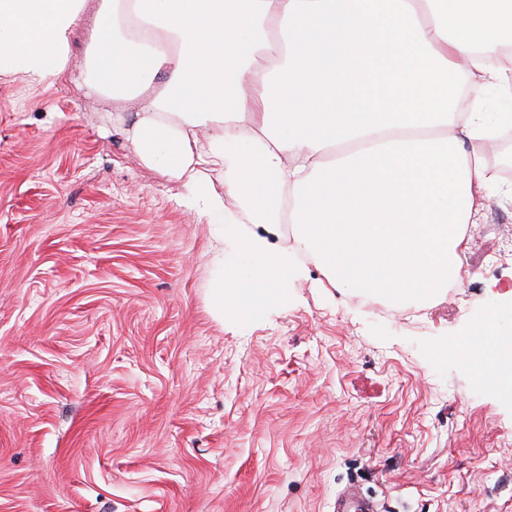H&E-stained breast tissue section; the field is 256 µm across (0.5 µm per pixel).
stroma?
<instances>
[{
  "mask_svg": "<svg viewBox=\"0 0 512 512\" xmlns=\"http://www.w3.org/2000/svg\"><path fill=\"white\" fill-rule=\"evenodd\" d=\"M133 156L111 99L0 76V512H512V397L449 345L512 336V198L470 275L363 301L304 260L211 305L218 239ZM378 508L358 495V493L348 488L342 491L336 500V512H377Z\"/></svg>",
  "mask_w": 512,
  "mask_h": 512,
  "instance_id": "stroma-1",
  "label": "stroma"
}]
</instances>
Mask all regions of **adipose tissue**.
I'll use <instances>...</instances> for the list:
<instances>
[{
  "label": "adipose tissue",
  "mask_w": 512,
  "mask_h": 512,
  "mask_svg": "<svg viewBox=\"0 0 512 512\" xmlns=\"http://www.w3.org/2000/svg\"><path fill=\"white\" fill-rule=\"evenodd\" d=\"M85 0H0V76L134 102L138 160L182 180L217 234L261 224L219 270L213 308L272 301L295 257L268 236L292 224L337 288L427 301L460 281L467 225L497 185L496 120L459 83L512 86L501 31L512 0H99L91 66L71 43ZM258 262L251 277L248 262ZM478 375L507 361L494 318Z\"/></svg>",
  "instance_id": "ef3b65f1"
}]
</instances>
